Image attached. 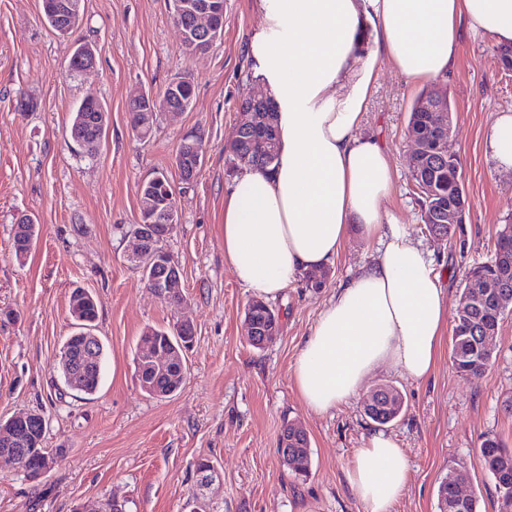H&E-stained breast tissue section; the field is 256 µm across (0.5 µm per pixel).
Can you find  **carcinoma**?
Returning <instances> with one entry per match:
<instances>
[{
  "label": "carcinoma",
  "instance_id": "obj_1",
  "mask_svg": "<svg viewBox=\"0 0 512 512\" xmlns=\"http://www.w3.org/2000/svg\"><path fill=\"white\" fill-rule=\"evenodd\" d=\"M97 113L92 110L72 113L71 128L77 136L83 137L89 133L100 130L97 124ZM436 116L430 112L411 111L409 115L407 131L412 132L426 140L433 134ZM259 133L249 130L224 146V154L232 170L243 168L269 171L277 159H268L266 153L257 143ZM411 179L415 186L419 187L424 182H434L438 187L435 196H418L421 206V220L431 234L450 239L453 235L451 227L445 224L447 221L448 202L460 197L465 192L464 184L459 172V164L456 158L446 159L434 151L424 153L418 168L411 171ZM69 302L80 308V313L95 326L98 317L97 302L94 297L82 298L70 294ZM504 312L498 311L496 302L490 301L483 306L482 311L464 315L456 312L451 337L450 361L454 371L460 376L478 374L487 369L493 363L494 351L481 352L479 330L484 327L500 328ZM72 352L67 360H60L59 370L65 384L72 385V390L85 395H93L97 392L101 379L105 360L104 346L97 345L96 357L86 355L81 348L79 337L70 336ZM181 373L170 372L157 378V388L162 391H177L182 385ZM404 408V399H399L392 406H387L385 400H380L372 410H363L364 416L378 426L387 425L396 420ZM288 447L300 448L302 452L293 455V460L287 464V468L299 476H308L311 471L310 453L306 448L310 447L308 435L293 433V424L288 422ZM44 433L32 420L27 422L26 432L21 442L11 444L13 448H26L28 455L25 457V466L36 470L41 466L42 454L47 452L44 448ZM479 453L485 470L494 481V489L497 496L512 495V450L495 435L484 438L479 446ZM454 471L450 470L441 478L437 487V503L443 500L454 501Z\"/></svg>",
  "mask_w": 512,
  "mask_h": 512
}]
</instances>
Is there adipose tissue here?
<instances>
[{
	"instance_id": "obj_1",
	"label": "adipose tissue",
	"mask_w": 512,
	"mask_h": 512,
	"mask_svg": "<svg viewBox=\"0 0 512 512\" xmlns=\"http://www.w3.org/2000/svg\"><path fill=\"white\" fill-rule=\"evenodd\" d=\"M261 25L247 60L274 100L278 161L240 171L224 192V260L255 297H280L332 263L351 227L384 241L377 260L338 288L293 366L297 391L323 413L355 397L388 363L414 380L432 373L448 298L429 253L404 225L384 222L393 173L359 135L385 59L412 82L448 74L462 29L512 44V0H257ZM376 45L361 56L358 32ZM408 461L371 433L347 473L363 512H391Z\"/></svg>"
}]
</instances>
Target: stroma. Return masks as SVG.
Returning <instances> with one entry per match:
<instances>
[{
	"label": "stroma",
	"mask_w": 512,
	"mask_h": 512,
	"mask_svg": "<svg viewBox=\"0 0 512 512\" xmlns=\"http://www.w3.org/2000/svg\"><path fill=\"white\" fill-rule=\"evenodd\" d=\"M82 21L69 36L44 20L41 0H0V420L37 412L47 422L44 445L61 460L38 480L0 461V512H99L116 499L124 512H185L198 460L212 461L222 479L209 496L218 512H363L347 473L376 426L363 415L379 386L401 392L405 410L385 426L408 460L407 486L391 512H437L438 481L456 462L464 493L477 512H502L479 455L488 435L512 448V312L491 346L495 362L459 376L443 336L432 374L416 381L378 366L357 397L324 413L298 394L293 363L340 285L377 259L380 245L351 233L326 269L322 287L297 279L271 305L280 313L278 338L254 348L244 326L253 294L224 260V189L233 178L224 156L242 114L261 89L246 46L261 23L255 0H224V40L205 54L184 53L172 0H81ZM96 50L97 65L69 72L74 43ZM492 36L462 32L457 63L442 83L452 105L448 151L457 159L469 199L466 221L440 245L428 235L410 179L406 127L422 90L387 62L376 81L362 136L380 139L394 173L384 204L430 253L456 311L466 273L494 250L512 218V171L493 158L486 132L512 110V74L499 70ZM177 76L194 83L191 107L161 114L147 141L132 133L130 91L161 94ZM108 108L100 151L83 153L71 140V114L87 91ZM31 110L19 111L20 102ZM201 133L207 155L192 184L175 167L183 136ZM169 176L180 222L167 242L183 280L184 304L174 308L146 288L128 256L140 217L138 185L155 171ZM30 216L40 227L24 260L13 247L14 226ZM95 295L94 332L106 349L98 391L91 396L60 380V348L75 332L68 302L73 288ZM190 322L195 342L181 389L146 394L136 354L145 327ZM287 422L310 439L311 472L296 476L276 448Z\"/></svg>",
	"instance_id": "1"
}]
</instances>
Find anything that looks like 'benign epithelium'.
<instances>
[{"instance_id": "7a95c632", "label": "benign epithelium", "mask_w": 512, "mask_h": 512, "mask_svg": "<svg viewBox=\"0 0 512 512\" xmlns=\"http://www.w3.org/2000/svg\"><path fill=\"white\" fill-rule=\"evenodd\" d=\"M80 0H43V11L46 20L50 21L62 35H68L72 26L64 20L74 17L79 10ZM174 17L181 20L185 17L191 21V26L180 28L182 46L188 53H206L213 49L224 37V0H174ZM78 55L83 61L81 71H88L96 64V52L87 43L75 45ZM186 78L179 77L168 83L162 96L142 88L134 90L128 104V117L131 131L141 140L145 139V131L152 128L157 116L162 112H184L192 104L193 96L183 93V82ZM446 90L436 87L432 93L421 98L416 110L419 112H437L440 121L435 129V146L442 156H451L448 152V139L452 133L451 113L444 108L442 96ZM251 106L242 109L244 119L237 127L235 138H240L246 130L259 127V112L264 110L267 98L255 95L250 98ZM92 107L99 112L100 126L107 124V113L101 108L96 93L89 92L81 100L78 110L83 111ZM206 156V147L201 137L188 136L183 142V148L177 154L176 167L181 180L193 181L202 168ZM168 177L158 172L143 180L138 187L139 197L148 200V206L160 215L159 223L155 224L146 219H139L131 232L136 242L130 262L139 269L148 288L159 298L170 301L174 296H182V278L178 262L166 247V241L179 223L178 208L173 197L166 201L158 200L155 189ZM467 204L458 200L448 205V225L465 223ZM501 247L498 250V262L502 270L492 278L474 277L469 280L467 297L469 309L478 308L485 299L494 297L499 307H504L508 295L500 293L507 287L508 270L512 268V226L506 225L498 233ZM245 325L250 344L263 348L270 344L280 332V316L271 314L266 327L260 328L253 323L251 314H246ZM138 362L145 364L154 372L164 371L171 367V351L166 347L147 346L142 348ZM31 413L26 412L12 417L8 422H0V436L10 440L21 439L20 431L25 426ZM219 469L211 462L205 463L196 474L192 496L205 503L212 485L220 480Z\"/></svg>"}]
</instances>
